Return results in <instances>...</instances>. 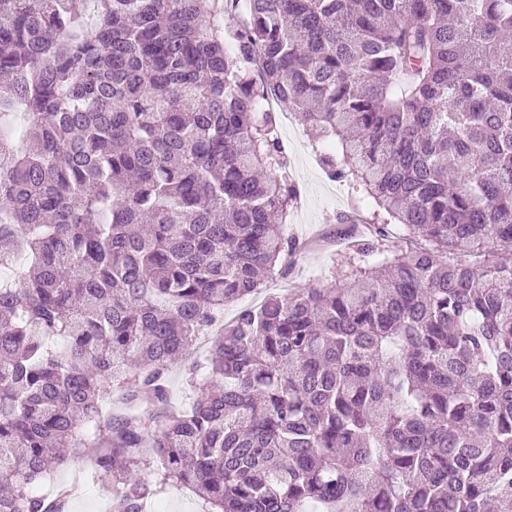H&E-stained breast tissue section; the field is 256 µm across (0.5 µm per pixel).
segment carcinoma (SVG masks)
<instances>
[{
	"label": "carcinoma",
	"mask_w": 512,
	"mask_h": 512,
	"mask_svg": "<svg viewBox=\"0 0 512 512\" xmlns=\"http://www.w3.org/2000/svg\"><path fill=\"white\" fill-rule=\"evenodd\" d=\"M239 2L0 0V512H64L35 486L89 448L111 512H512V0ZM270 101L369 236L226 323L294 264ZM215 336H200L195 345L193 353L187 360L174 366L168 377L169 382V401L173 407H183L190 401L191 393L187 386L190 368L196 360H201ZM148 505L162 510L154 512H209L210 506L190 489L171 485Z\"/></svg>",
	"instance_id": "carcinoma-1"
}]
</instances>
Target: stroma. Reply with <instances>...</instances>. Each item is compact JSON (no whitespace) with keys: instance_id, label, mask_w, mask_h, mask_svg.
<instances>
[{"instance_id":"1","label":"stroma","mask_w":512,"mask_h":512,"mask_svg":"<svg viewBox=\"0 0 512 512\" xmlns=\"http://www.w3.org/2000/svg\"><path fill=\"white\" fill-rule=\"evenodd\" d=\"M286 136L290 173L299 187L302 208L301 223L289 224L288 232L296 238L301 250L288 278L270 279L256 293L226 306L224 317L228 320L239 310L256 305L267 296H285L340 282L346 270L351 251L335 216L352 209V193L348 187L326 177L320 156L311 147L310 133L301 120H293L286 129ZM65 486L73 489L65 512H111L112 496L101 477L88 466L86 458L71 459L45 488L54 492Z\"/></svg>"}]
</instances>
